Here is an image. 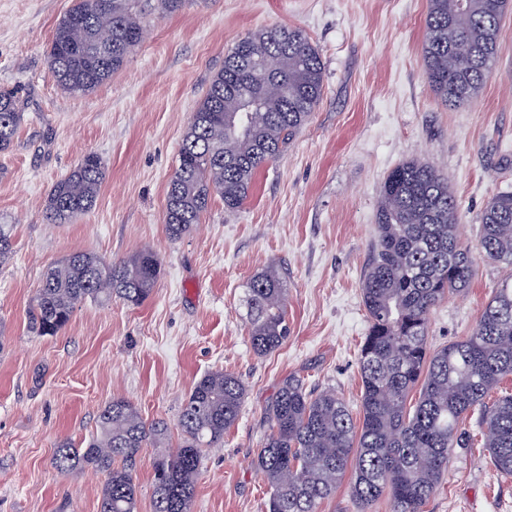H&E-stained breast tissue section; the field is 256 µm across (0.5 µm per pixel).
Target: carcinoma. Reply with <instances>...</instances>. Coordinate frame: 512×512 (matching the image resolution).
<instances>
[{
	"mask_svg": "<svg viewBox=\"0 0 512 512\" xmlns=\"http://www.w3.org/2000/svg\"><path fill=\"white\" fill-rule=\"evenodd\" d=\"M186 0H77L57 23L47 53L49 74L64 92L85 95L112 78L142 41L148 16L174 14ZM512 0H428L423 62L429 86L445 105L477 99L496 60L500 22ZM112 33L108 45L99 32ZM279 67L267 77L261 62ZM283 83L272 96L266 83ZM323 89L317 47L299 29L272 25L241 39L192 113L166 193L164 224L179 239L200 223L214 197L227 210L247 199L258 170L274 161L307 124ZM23 120L16 89H0V152L13 147ZM105 168L95 153L50 188L45 219L72 224L95 205ZM461 213L448 179L424 159L412 158L385 177L376 212L373 255L362 281L369 319L360 346L361 399L353 414L336 393L307 391L284 378L266 408L270 432L256 454L271 487L268 512H319L348 467L360 512L388 497L391 512H423L437 491L453 448L466 446L464 422L478 412L489 458L512 476V395L491 403L489 393L512 376V281L494 289L465 339L428 346L433 307L461 294L474 277L470 246L458 236ZM13 225L0 224V265L13 253ZM481 257L512 267V191L486 204L478 241ZM161 275L150 250L112 261L90 252L67 255L42 276L31 320L41 336H55L80 304L118 297L131 305L149 298ZM286 288L274 272L247 284L249 336L266 355L288 339ZM418 393L414 402L411 394ZM245 398L239 378L210 372L180 405L181 444L170 450L164 419L147 422L123 396L98 415L85 447L60 443V473L90 466L105 475L99 512H135L139 453L159 449L153 462L154 512H190L204 449L224 441Z\"/></svg>",
	"mask_w": 512,
	"mask_h": 512,
	"instance_id": "carcinoma-1",
	"label": "carcinoma"
}]
</instances>
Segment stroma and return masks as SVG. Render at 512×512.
Returning <instances> with one entry per match:
<instances>
[{
    "label": "stroma",
    "instance_id": "35a3bbf8",
    "mask_svg": "<svg viewBox=\"0 0 512 512\" xmlns=\"http://www.w3.org/2000/svg\"><path fill=\"white\" fill-rule=\"evenodd\" d=\"M74 2L0 0V87L24 99L14 146L0 153V222L13 225L15 243L0 266V512H98L104 474L59 473L57 444L84 447L101 408L119 395L145 420L165 419L177 447L181 402L217 370L238 376L246 395L238 422L204 453L191 512H268L271 488L252 460L280 382L298 375L308 391L359 404L369 327L361 280L387 173L412 158L432 162L472 245L487 201L512 190V11L481 95L449 108L423 64L427 0H188L150 18L109 81L73 96L52 80L47 48ZM274 24L302 30L318 48L321 99L239 209L214 200L197 227L171 239L166 190L192 113L225 53ZM89 152L105 167L96 204L76 223H47L50 187ZM143 249L160 257L162 273L141 305L89 301L58 335L32 329L47 268L75 251L120 260ZM475 264L467 292L432 309L431 348L468 336L492 288L512 278L511 268ZM270 270L287 285L290 335L259 356L245 288ZM466 427L472 439L453 449L424 512H512V477L490 463L476 419Z\"/></svg>",
    "mask_w": 512,
    "mask_h": 512
}]
</instances>
